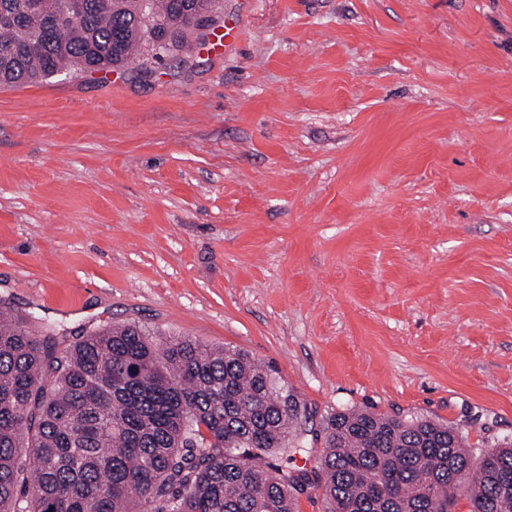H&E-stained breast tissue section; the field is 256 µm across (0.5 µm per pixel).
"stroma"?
I'll list each match as a JSON object with an SVG mask.
<instances>
[{
	"instance_id": "1",
	"label": "stroma",
	"mask_w": 512,
	"mask_h": 512,
	"mask_svg": "<svg viewBox=\"0 0 512 512\" xmlns=\"http://www.w3.org/2000/svg\"><path fill=\"white\" fill-rule=\"evenodd\" d=\"M244 37L0 86V299L512 439V0H223Z\"/></svg>"
}]
</instances>
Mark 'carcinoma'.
<instances>
[{
  "label": "carcinoma",
  "mask_w": 512,
  "mask_h": 512,
  "mask_svg": "<svg viewBox=\"0 0 512 512\" xmlns=\"http://www.w3.org/2000/svg\"><path fill=\"white\" fill-rule=\"evenodd\" d=\"M219 0H0V84L123 67L205 38ZM307 406L241 350L135 324L67 343L0 300V512H512V441L475 458L457 427L363 409L329 414L318 469Z\"/></svg>",
  "instance_id": "1"
}]
</instances>
